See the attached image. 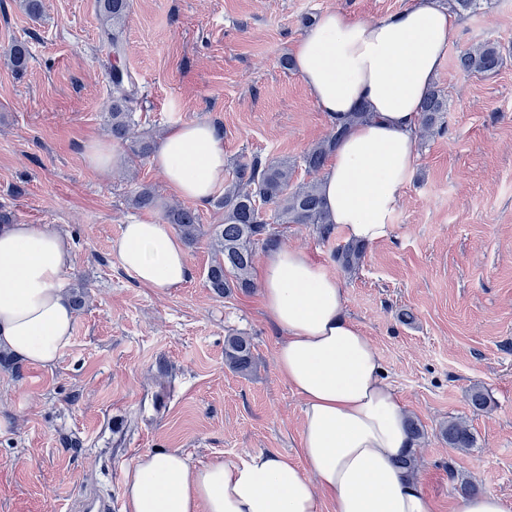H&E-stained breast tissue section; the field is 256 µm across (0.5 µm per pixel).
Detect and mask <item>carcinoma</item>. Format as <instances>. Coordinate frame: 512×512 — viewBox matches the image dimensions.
Here are the masks:
<instances>
[{"instance_id": "cac0c4a2", "label": "carcinoma", "mask_w": 512, "mask_h": 512, "mask_svg": "<svg viewBox=\"0 0 512 512\" xmlns=\"http://www.w3.org/2000/svg\"><path fill=\"white\" fill-rule=\"evenodd\" d=\"M100 17L105 26L112 54L126 53L125 23L129 12V0H97ZM9 61L17 72L28 66L29 50L24 42H15L9 49ZM501 46L486 41L463 53L459 67L466 75L494 73L503 65ZM112 111L107 122L112 138L130 143L132 155L147 157L154 152L157 143L135 132L133 113L128 103L137 93L131 73L123 68L112 67ZM448 111V97L439 87L431 90L420 108V135H432L442 130L444 112ZM365 117L354 112L344 122H334L330 133L310 147L302 156L307 173L316 174L324 166L336 143L345 136L348 125ZM294 169L288 161L272 162L258 155L239 160L232 172L231 182L224 187V195L215 204L224 209V223L212 229L214 259L206 273L208 288L222 297L232 289L248 290L254 287L256 247L266 245L277 237V227L282 224H306L316 237L326 242L335 232V225L328 220L320 182L312 178L288 189ZM132 206L143 209L155 203L152 189L139 187L130 197ZM163 220L190 244L202 234L199 214L190 207L169 205L163 212ZM365 254V246L353 243L340 244L336 248V260L342 268L359 267ZM224 364L237 373H246L255 367L253 344L250 337L240 334L224 338ZM448 444L454 448L473 446V435L464 421H451L442 428Z\"/></svg>"}]
</instances>
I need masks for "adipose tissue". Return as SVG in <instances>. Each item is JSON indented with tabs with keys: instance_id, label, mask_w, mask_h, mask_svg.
I'll return each instance as SVG.
<instances>
[{
	"instance_id": "obj_1",
	"label": "adipose tissue",
	"mask_w": 512,
	"mask_h": 512,
	"mask_svg": "<svg viewBox=\"0 0 512 512\" xmlns=\"http://www.w3.org/2000/svg\"><path fill=\"white\" fill-rule=\"evenodd\" d=\"M456 30L448 0H412L376 21L325 11L294 44L295 70L330 121L366 107L332 153L320 189L347 239L388 238L418 160L419 112ZM177 196L207 202L224 185V142L207 122L172 126L151 157ZM143 287L166 293L190 275L180 237L135 219L112 243ZM66 237L37 224L0 225V350L52 367L69 344L74 308ZM269 320L279 331L276 369L301 397V458L258 451L198 466L177 450L147 452L126 471L124 512H432L396 460L412 441L382 359L346 312L340 281L306 251H269L259 267Z\"/></svg>"
}]
</instances>
